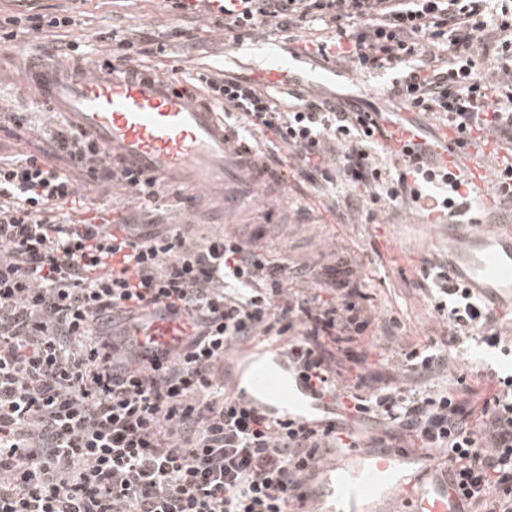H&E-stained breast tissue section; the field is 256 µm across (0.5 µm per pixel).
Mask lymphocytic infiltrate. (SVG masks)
Instances as JSON below:
<instances>
[{"label": "lymphocytic infiltrate", "instance_id": "1", "mask_svg": "<svg viewBox=\"0 0 512 512\" xmlns=\"http://www.w3.org/2000/svg\"><path fill=\"white\" fill-rule=\"evenodd\" d=\"M211 22L235 42L266 31L295 41L319 23L323 59L389 70L409 110L445 115L463 137L489 131L512 144V0H219ZM72 24L68 15L0 16V44ZM108 61L161 54L160 39L114 32ZM193 88L228 125L271 130L308 179L363 188V217L383 200L408 203L441 182L440 211L464 206L448 172L426 162L382 177L374 150L391 138L385 113L301 100L280 108L268 83L196 72ZM63 154L89 182L125 185L135 204L159 182L120 168L83 133L0 158V512H312L310 482L329 449L356 448L347 426L273 420L224 382V354L279 344L303 381L339 417L379 420L411 443L445 451L462 512H512V375L494 385L428 387L448 348L475 340L507 351L512 330L470 289L450 284L434 308L448 338L402 346L414 383L374 385L365 369L375 322L355 275L328 291L295 288L301 266L270 261L237 236L201 242L180 230L134 234L65 212L77 188L51 159ZM165 306L190 341L144 363L115 355L116 321Z\"/></svg>", "mask_w": 512, "mask_h": 512}]
</instances>
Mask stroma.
I'll return each instance as SVG.
<instances>
[{
  "label": "stroma",
  "mask_w": 512,
  "mask_h": 512,
  "mask_svg": "<svg viewBox=\"0 0 512 512\" xmlns=\"http://www.w3.org/2000/svg\"><path fill=\"white\" fill-rule=\"evenodd\" d=\"M67 11L74 23L65 32L67 41L79 44L88 59H96V36L114 30L118 34L156 35L168 32L181 18L171 11L166 0H0V15L17 13H57ZM199 39L195 47L170 42L166 55L143 58L141 68L185 81L199 71L224 72L232 76H251L275 62H287L289 46L278 35L269 33L241 44L210 29L200 13H193ZM39 42L21 38L16 47L0 46V111L24 114L29 122L20 129L0 122V154L22 156L35 152L58 132L67 131L66 122L38 101L25 81L30 59L39 57ZM318 80L311 86L358 96L381 111L392 102L387 87L389 73L356 74L354 80L334 77L326 66L316 64ZM65 173L73 174L78 193L72 207L77 217L89 218L102 203H109L113 222L144 224H190L197 237L222 231L235 232L272 260L286 259L311 268L306 288L329 281L334 273L355 267L379 323L369 357L370 372L387 377L385 357L388 344L385 329L390 320L400 323V333L409 341L423 344L445 333L444 324L431 301L441 273L448 263V241L435 225L420 223L413 209L382 203L376 223L349 222L350 206L359 204L357 190L342 182L310 183L295 174L289 165H280V181L259 186L255 198L245 199L233 212L225 214L223 224L213 221L215 197L198 195L195 187L181 184L167 188L153 209L131 202L121 186L110 194L87 185L82 175L74 174L66 159L56 161ZM194 197L195 203L182 207L178 198ZM512 368V358L499 351L473 346L458 350L450 375L434 378L435 386L453 384L463 377L467 384L482 381L489 371Z\"/></svg>",
  "instance_id": "stroma-1"
}]
</instances>
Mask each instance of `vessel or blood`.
Returning a JSON list of instances; mask_svg holds the SVG:
<instances>
[{
	"instance_id": "b4317fda",
	"label": "vessel or blood",
	"mask_w": 512,
	"mask_h": 512,
	"mask_svg": "<svg viewBox=\"0 0 512 512\" xmlns=\"http://www.w3.org/2000/svg\"><path fill=\"white\" fill-rule=\"evenodd\" d=\"M26 80L52 111L89 135L122 165L147 172L163 183L185 181L220 197L224 207L237 204L239 192L251 191L275 169H260L246 151H235L230 132L214 107L182 90L174 80L135 66L95 60L83 64L59 61L30 68ZM494 138L475 132L470 142L451 126H440L433 159L455 178L471 184L474 199L489 207L484 191L487 158L497 155ZM449 241L459 251L448 259V275L497 308L512 306V225H478L468 220L449 222ZM128 338L145 356L179 351L186 338L179 321L164 308L131 327ZM273 369L252 374L250 393L243 399L275 416L323 426L329 408L299 376L289 373L280 352L271 356ZM403 458L382 455L361 466L353 482L334 488L338 512H358L371 500L386 473L398 472ZM412 493L414 512H459L447 477L429 484L401 483Z\"/></svg>"
}]
</instances>
